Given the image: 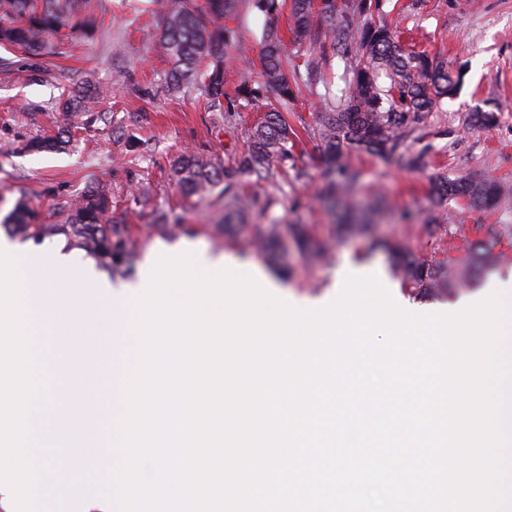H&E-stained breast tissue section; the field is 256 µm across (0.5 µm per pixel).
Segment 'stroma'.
Here are the masks:
<instances>
[{"label":"stroma","mask_w":512,"mask_h":512,"mask_svg":"<svg viewBox=\"0 0 512 512\" xmlns=\"http://www.w3.org/2000/svg\"><path fill=\"white\" fill-rule=\"evenodd\" d=\"M105 13L93 36H69L54 54L26 59L0 49V220L24 197L49 212L86 185L106 183L118 195L119 209L127 210L137 241V258L126 274L109 276L111 285H133L162 254L186 250L213 259L226 257L259 267L275 277L267 253L252 245L254 225L278 217L281 232L289 224H307L320 240L332 241L328 260L309 263L291 255L293 279L281 280V295L323 297L345 265L390 274L384 251L372 248L366 237H338L331 218L311 198L321 183L322 144L317 136L319 101L306 90L296 93L288 122L299 135L294 151L297 166L307 170L300 181H289L278 193L271 213H250L248 224L227 234L215 224L224 216L223 201L210 200L188 208L183 227L166 231L149 222L152 208L178 204L170 176V162L182 148L195 149L212 162L232 167L246 149L251 128L260 117L256 108L241 110L232 120L207 109L201 92L159 91L170 62L160 46L162 22L148 11H132L123 0H104ZM385 9L397 18L406 47L429 57L447 60L462 71L460 92L426 113L404 147L420 165L406 168L380 157L357 152L353 164L361 172L362 199L383 196L390 214L382 218L377 235L400 241L441 265L462 260L484 237L488 225L499 234L496 252L505 256L495 275L512 274V0H387ZM273 23L284 41L283 63L291 69L307 57L330 54L329 44L296 43L290 30V9L266 16L249 10L246 18L227 14L232 31L230 52L248 59L252 67L224 74V91L234 95L244 78H258L263 52L261 30ZM121 55H113V44ZM100 90L97 110L102 118L91 130L71 131V146L61 152L27 154L20 146L36 136H52L64 127L63 96L74 83ZM495 113L489 129L473 125L474 111ZM476 176L497 183L501 198L490 208H473L461 200L443 203L448 219L436 235L424 225L405 220L408 212L430 209L432 178ZM151 184L148 196L133 199L142 181Z\"/></svg>","instance_id":"obj_1"}]
</instances>
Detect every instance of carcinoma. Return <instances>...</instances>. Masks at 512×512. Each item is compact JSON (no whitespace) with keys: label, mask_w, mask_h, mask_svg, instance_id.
Masks as SVG:
<instances>
[{"label":"carcinoma","mask_w":512,"mask_h":512,"mask_svg":"<svg viewBox=\"0 0 512 512\" xmlns=\"http://www.w3.org/2000/svg\"><path fill=\"white\" fill-rule=\"evenodd\" d=\"M152 2L162 19L161 47L171 63L160 91L195 86L207 96L211 111L222 112L229 120L238 101L261 104L270 88L277 94L276 104L251 129L250 144L232 168L215 164L194 150L179 151L171 161L173 181L179 192L200 202L215 194L224 197V223L219 228L226 231L247 223L253 210H271L276 199L268 192V185L275 182L276 164L290 157L291 145L297 138L285 113L295 89L303 86L326 105L317 128L324 152L318 201L341 209L338 232L370 236L373 247L386 246L382 239L373 236L368 212L359 205L355 187L361 173L351 164L350 154L361 151L400 166H416L417 159L401 148L423 114L455 94L458 79L448 68V62H436L423 53L406 51L397 27L386 21V0H321L317 8L313 0H291L295 37L301 42L329 35L330 45L343 63L339 75L343 87L336 93L332 85L325 83L322 58L307 60L302 70H285L281 58L283 39L276 28L269 26L262 34L263 79L253 84L243 81L236 96L230 98L224 92V73L231 61L226 51L229 36L224 33V13L236 10L239 0ZM87 4L91 0H0V46L28 58H39L58 47L66 29L88 35L93 28L80 17L81 7ZM339 10L349 23L336 25ZM320 86L324 89L322 93L318 90ZM95 100V91L87 87L65 100L75 125L89 128L97 121L99 113L93 111ZM67 133L64 128L53 137L32 138L22 150H63L68 145ZM429 195L433 208L421 217V223L433 234L444 221L437 212L444 201L462 198L472 206L486 207L500 196V189L480 178L437 177L431 182ZM52 216L56 221L46 222L38 208L19 199L8 221L14 232L35 242L65 236L71 245L93 255L112 274L131 269L136 258L131 227L125 215L112 211V190L108 186L86 187ZM151 224L158 229L179 228L182 219L170 207L159 208L152 212ZM497 235L495 227H489L486 237L476 242L468 258L452 268H444L395 244L389 247L392 269L416 295L433 289L452 294L472 286L497 264ZM255 240L264 251L281 256L291 246L304 250L308 259H320L330 250L327 242L312 241L301 226L293 228L289 243H284L274 219Z\"/></svg>","instance_id":"1"}]
</instances>
